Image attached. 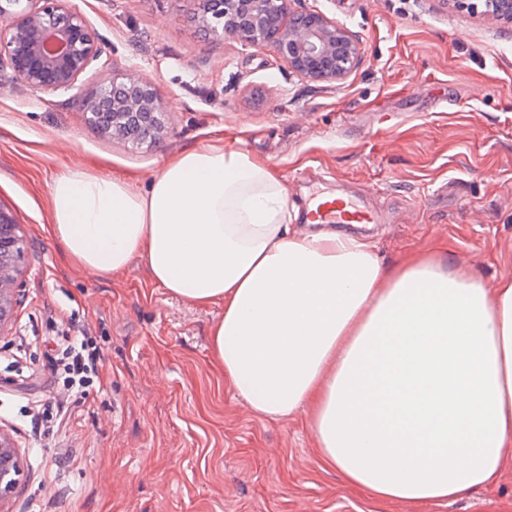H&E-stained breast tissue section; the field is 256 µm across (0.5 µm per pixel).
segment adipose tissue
I'll return each mask as SVG.
<instances>
[{"mask_svg":"<svg viewBox=\"0 0 512 512\" xmlns=\"http://www.w3.org/2000/svg\"><path fill=\"white\" fill-rule=\"evenodd\" d=\"M51 230L84 271L132 259L201 307L213 361L264 419L311 410L346 483L401 503L490 485L512 456V279L495 290L431 250L385 265L371 242L292 231L277 170L221 145L167 160L139 189L76 165L49 190Z\"/></svg>","mask_w":512,"mask_h":512,"instance_id":"obj_1","label":"adipose tissue"}]
</instances>
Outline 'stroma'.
I'll use <instances>...</instances> for the list:
<instances>
[{"label": "stroma", "mask_w": 512, "mask_h": 512, "mask_svg": "<svg viewBox=\"0 0 512 512\" xmlns=\"http://www.w3.org/2000/svg\"><path fill=\"white\" fill-rule=\"evenodd\" d=\"M71 4L105 47L84 89L116 70L147 76L170 103L167 135L153 146L110 139L75 93L35 92L0 71V206L29 242L16 323L44 334L51 316L73 315L103 363L67 427L38 444L24 412L50 391L44 350L0 370V431L24 465L9 512H512V457L497 483L449 503L350 487L325 464L310 409L269 421L225 384L208 336L223 305L170 294L138 259L89 274L48 230L49 187L73 162L137 174L144 189L166 158L220 143L272 164L296 207L342 192L379 212L359 234L384 263L443 244L449 266L496 288L512 278V30L441 0H300L361 43L359 65L329 84L275 48L202 38L187 0Z\"/></svg>", "instance_id": "35a3bbf8"}]
</instances>
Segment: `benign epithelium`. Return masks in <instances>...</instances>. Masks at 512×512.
Wrapping results in <instances>:
<instances>
[{
    "instance_id": "7a95c632",
    "label": "benign epithelium",
    "mask_w": 512,
    "mask_h": 512,
    "mask_svg": "<svg viewBox=\"0 0 512 512\" xmlns=\"http://www.w3.org/2000/svg\"><path fill=\"white\" fill-rule=\"evenodd\" d=\"M474 15L512 24V0H451ZM189 21L208 39H231L245 48L275 47L299 74L316 82L346 79L361 53L343 25L318 10L295 11L290 0H189ZM103 49L87 18L71 0H0V68L40 93L75 89ZM81 106L101 133L155 145L167 134L168 103L132 70L87 92ZM27 239L11 211L0 207V335L13 328L21 303ZM23 464L13 438L0 431V512L20 483Z\"/></svg>"
}]
</instances>
